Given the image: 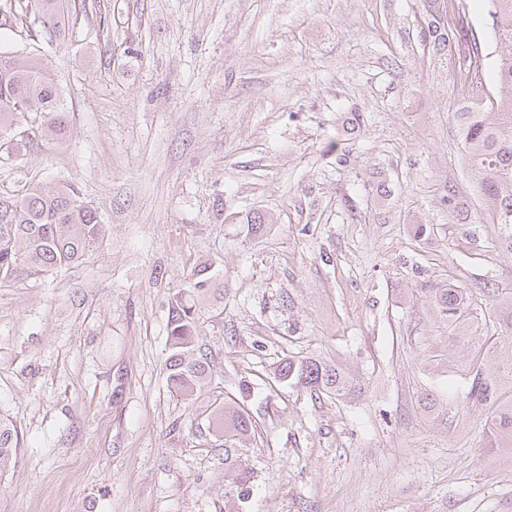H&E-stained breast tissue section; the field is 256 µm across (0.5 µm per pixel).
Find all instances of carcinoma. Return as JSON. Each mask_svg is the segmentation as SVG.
<instances>
[{"label": "carcinoma", "instance_id": "1", "mask_svg": "<svg viewBox=\"0 0 512 512\" xmlns=\"http://www.w3.org/2000/svg\"><path fill=\"white\" fill-rule=\"evenodd\" d=\"M491 19L497 55L491 96H466L454 113L464 156L483 200L500 225L498 243L512 250V0H485ZM86 8L76 0H3L0 30H12L38 12L41 23L56 39H65L73 10ZM39 114L40 136L60 143L67 135L66 116L51 62L39 53L10 54L0 59V138L25 114ZM96 210L80 199L71 184L31 182L22 193L0 197V277H41L82 258L101 232ZM210 266L198 267L190 286L171 302L168 317V356L165 367L174 392L192 400L200 392L217 389L212 384V364L197 351L195 329L200 305L213 292ZM433 305L448 332L459 336L477 319L480 304L460 288L430 289ZM497 337L486 360L472 377L469 398L491 405L487 427L489 447L512 459V401L500 400L499 383L512 381V294L498 302ZM278 377L312 391L346 389L347 379L337 369L311 358L288 359L278 367ZM207 430L226 438L242 439L254 431L249 414L235 401L215 397L205 415ZM20 439L17 426L0 417V477L14 466ZM230 493L249 497L254 475L242 463L228 465Z\"/></svg>", "mask_w": 512, "mask_h": 512}]
</instances>
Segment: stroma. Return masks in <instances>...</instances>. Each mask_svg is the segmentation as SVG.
I'll return each mask as SVG.
<instances>
[{
  "mask_svg": "<svg viewBox=\"0 0 512 512\" xmlns=\"http://www.w3.org/2000/svg\"><path fill=\"white\" fill-rule=\"evenodd\" d=\"M92 2L66 41L0 33L51 61L71 129L13 127L0 196L70 183L102 222L79 263L0 280V414L20 430L0 512H216L228 453L254 471L243 512H512V459L467 396L512 292L454 121L471 42L494 89L483 0ZM450 186L470 225L449 223ZM202 262L224 300L197 342L255 424L228 450L211 394L166 382L168 305ZM440 286L482 304L465 342ZM309 357L350 392L279 381Z\"/></svg>",
  "mask_w": 512,
  "mask_h": 512,
  "instance_id": "stroma-1",
  "label": "stroma"
}]
</instances>
